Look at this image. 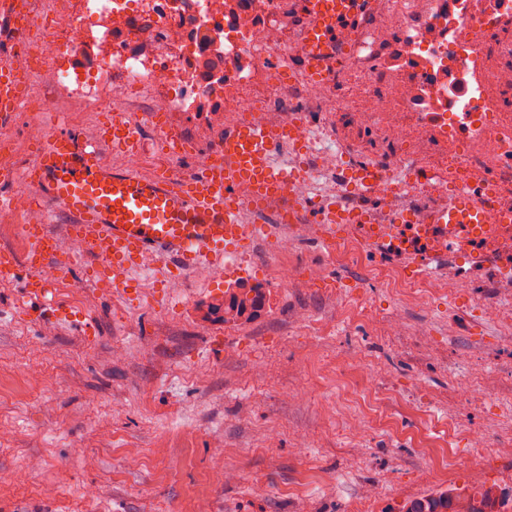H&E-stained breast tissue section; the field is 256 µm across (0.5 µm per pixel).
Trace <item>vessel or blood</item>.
<instances>
[{
	"label": "vessel or blood",
	"instance_id": "1",
	"mask_svg": "<svg viewBox=\"0 0 512 512\" xmlns=\"http://www.w3.org/2000/svg\"><path fill=\"white\" fill-rule=\"evenodd\" d=\"M361 4L362 0H302L312 17L310 47L318 51L332 43L337 27L347 24ZM291 136L287 126L248 122L225 135L216 163L208 168L187 176L143 174L112 168L101 160L103 147L122 152L136 148L138 133L132 121L112 117L90 136L55 121L27 170L9 173L8 178L27 184L47 216L68 214L67 237L59 239L44 224L24 225L27 250L19 261L0 252V280L12 281L18 268H25L27 296L45 302L54 320L74 325L75 313L48 300L55 282L45 277L47 267L66 277L74 265L92 261L96 286L112 293L132 287L150 259L159 278L187 274L227 258L241 259L250 238L271 237L280 230L276 224L244 223V206L237 198L244 183L253 188V205L282 201L289 210L311 213L327 241L348 229L369 238L380 252L395 248L412 252L409 237L417 235L430 248L414 254L407 269L413 279L427 277L430 261L442 256L444 242L469 244L470 262L482 263L484 253L477 244L486 237V214L481 198L471 190H456L447 209L423 217L405 211L392 223L373 224L362 209L345 210L329 198H293L289 175L272 157L273 150ZM66 242L78 251L61 263L57 257Z\"/></svg>",
	"mask_w": 512,
	"mask_h": 512
}]
</instances>
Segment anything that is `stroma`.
I'll list each match as a JSON object with an SVG mask.
<instances>
[{
	"label": "stroma",
	"instance_id": "obj_1",
	"mask_svg": "<svg viewBox=\"0 0 512 512\" xmlns=\"http://www.w3.org/2000/svg\"><path fill=\"white\" fill-rule=\"evenodd\" d=\"M288 260L329 265L335 287L272 291L231 328L209 312L220 280L111 296L80 266L53 294L79 295L87 323L69 327L30 318L22 280L0 282V512H392L451 486L512 489L499 452L512 445V319L490 314L507 302L496 267L466 269L456 295L406 300L373 271L407 258L369 248L339 265L294 224ZM345 297L369 317L352 319ZM397 313L402 335H384ZM476 354L486 373L471 382ZM357 416L369 422L354 436ZM468 426L489 447H469ZM426 447L453 463L447 479L419 481ZM224 470L239 480L216 481Z\"/></svg>",
	"mask_w": 512,
	"mask_h": 512
}]
</instances>
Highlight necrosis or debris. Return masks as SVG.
I'll return each mask as SVG.
<instances>
[{"label":"necrosis or debris","mask_w":512,"mask_h":512,"mask_svg":"<svg viewBox=\"0 0 512 512\" xmlns=\"http://www.w3.org/2000/svg\"><path fill=\"white\" fill-rule=\"evenodd\" d=\"M310 24L300 0H0V65L22 80L16 111L0 114V172L31 164L47 134L42 114L78 118L92 133L98 113L143 122L161 150L159 169L209 167L226 132L244 121H307L276 151L295 172V195L367 206L374 218L447 206L459 186L488 193V240L512 251V0H365L337 28L321 75L305 76ZM371 130L365 153L346 127ZM370 164L367 191L354 179ZM430 179L414 184L413 174ZM0 219L43 221L29 189L0 181ZM282 261L265 288L314 287L327 270L296 276L288 238L267 240Z\"/></svg>","instance_id":"1"}]
</instances>
